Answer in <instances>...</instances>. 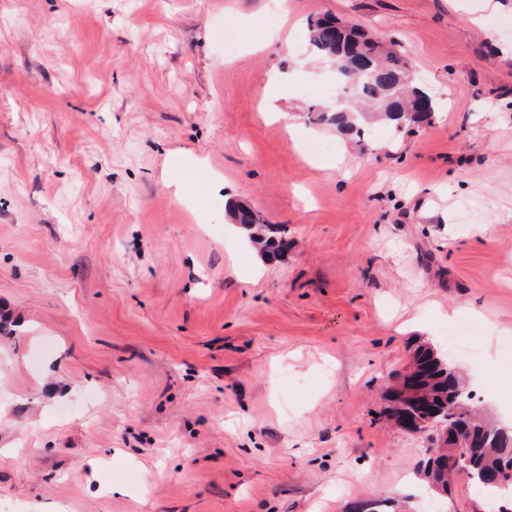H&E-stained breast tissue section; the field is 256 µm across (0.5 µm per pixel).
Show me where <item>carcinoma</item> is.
Instances as JSON below:
<instances>
[{
	"mask_svg": "<svg viewBox=\"0 0 512 512\" xmlns=\"http://www.w3.org/2000/svg\"><path fill=\"white\" fill-rule=\"evenodd\" d=\"M308 38L318 53L335 60L342 80L356 90L354 103L321 112L318 120L334 124L342 132L359 135L363 132V121L374 107L399 133L434 117L433 97L411 83L401 50L375 42L362 28L341 25L328 16L310 23ZM224 211L268 260L288 250L286 225L268 224L236 200L226 202ZM411 361L416 379L404 384L400 393L411 406L414 418L425 422L435 407L446 408L453 401L460 408L472 400L471 393L461 385L458 367L431 343H417ZM471 438L474 447L484 452L467 466L468 480L511 497L512 479L501 482L498 474L502 468L512 467V428L492 425L474 411Z\"/></svg>",
	"mask_w": 512,
	"mask_h": 512,
	"instance_id": "1",
	"label": "carcinoma"
}]
</instances>
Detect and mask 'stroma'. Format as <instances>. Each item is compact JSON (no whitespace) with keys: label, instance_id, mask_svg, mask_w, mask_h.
Masks as SVG:
<instances>
[{"label":"stroma","instance_id":"35a3bbf8","mask_svg":"<svg viewBox=\"0 0 512 512\" xmlns=\"http://www.w3.org/2000/svg\"><path fill=\"white\" fill-rule=\"evenodd\" d=\"M324 15L403 45L431 125L312 120ZM460 324L511 422L512 0H0V512H485L385 418ZM224 211L232 224H238L242 234L269 261L288 250V228L284 224H267L265 220L236 200L227 201Z\"/></svg>","mask_w":512,"mask_h":512}]
</instances>
